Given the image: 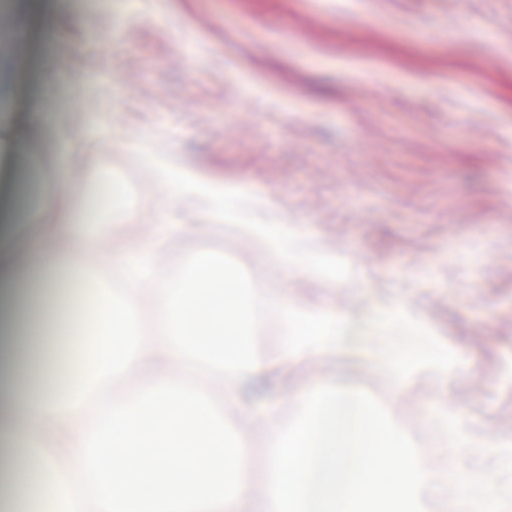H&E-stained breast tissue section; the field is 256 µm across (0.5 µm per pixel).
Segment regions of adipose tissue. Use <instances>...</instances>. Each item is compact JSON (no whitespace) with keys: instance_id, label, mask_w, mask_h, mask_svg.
I'll return each mask as SVG.
<instances>
[{"instance_id":"1","label":"adipose tissue","mask_w":512,"mask_h":512,"mask_svg":"<svg viewBox=\"0 0 512 512\" xmlns=\"http://www.w3.org/2000/svg\"><path fill=\"white\" fill-rule=\"evenodd\" d=\"M56 191L71 197L55 224L42 225L52 247L34 245L25 257L15 250V226L0 221V458L23 461L34 492L23 512H241L254 492L239 473L248 433L229 436L217 399L240 402L243 385L265 366L248 336L254 301L266 297L281 312L283 358L330 356L348 340L345 314L329 313L287 294L290 277L322 280L336 274V258L304 254L288 219L277 224H242V236L264 248L281 277L261 288L235 289L239 274L223 254L202 250L188 260L182 280L162 286L158 335L128 350L123 340L138 334L143 302L140 285L154 277L158 247L188 234L177 217L181 197L203 199L212 222H223L224 185L196 169L184 168L176 196L160 217L155 243L118 250L128 287L116 294L96 286L88 257L101 252L110 234L108 206H90L74 197L68 183ZM79 283L95 311L90 344L70 343L72 312L61 296ZM384 322L405 328L410 342L385 352L398 376L437 375L448 370V346L433 328L407 308L387 311ZM66 356L77 374L60 376L54 363ZM208 368L212 381L185 386L170 378L174 364ZM141 376L126 399L113 402L88 430L76 422L89 395L112 377ZM302 411L289 429L278 423L280 405L245 409L254 427L273 440L266 512H427L435 482L461 486L480 477L466 459L441 467L433 458L407 450L399 433L384 428L368 402L332 391L308 389ZM432 422L452 447L488 448L497 466L512 468V437L488 439L467 432L457 414L436 408ZM394 459L396 480L374 486L375 460ZM78 472L97 486L93 503L72 498L67 476ZM352 493L337 497L338 480Z\"/></svg>"}]
</instances>
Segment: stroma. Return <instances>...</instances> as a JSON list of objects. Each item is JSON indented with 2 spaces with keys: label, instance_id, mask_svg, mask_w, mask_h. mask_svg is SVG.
I'll use <instances>...</instances> for the list:
<instances>
[{
  "label": "stroma",
  "instance_id": "1",
  "mask_svg": "<svg viewBox=\"0 0 512 512\" xmlns=\"http://www.w3.org/2000/svg\"><path fill=\"white\" fill-rule=\"evenodd\" d=\"M199 57L197 67L180 58ZM0 114L29 126L0 183V212L37 184L46 203L23 237L68 207L51 176L128 189L146 245L173 187L145 153L174 152L223 183L230 207L272 224L291 214L311 249L347 258L328 282L296 291L362 324L335 356L272 363L256 397L290 399L326 383L380 400L385 423L418 448H448L429 425L439 404L489 436H512V0H0ZM74 157L56 169V120ZM266 198L271 208L258 209ZM192 234L157 262L180 270L200 248L223 251L258 282L270 260L203 203L181 205ZM410 305L439 338H453L458 369L397 380L375 361L381 306ZM251 328L257 354L280 353L278 307L260 299ZM494 357L503 373L484 372ZM271 441L254 432L238 466L262 487Z\"/></svg>",
  "mask_w": 512,
  "mask_h": 512
}]
</instances>
